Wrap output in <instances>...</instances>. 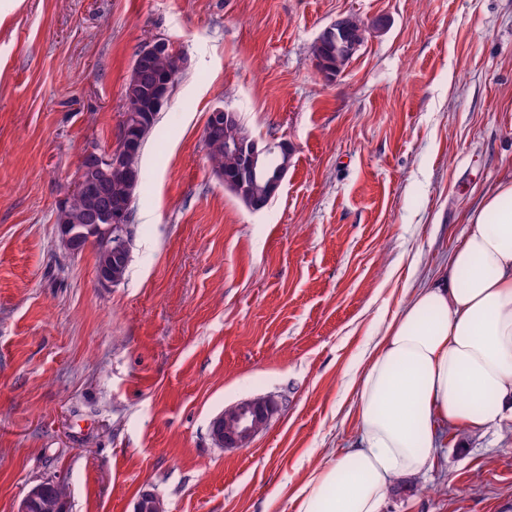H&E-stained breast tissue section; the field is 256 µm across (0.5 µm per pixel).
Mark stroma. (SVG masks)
Here are the masks:
<instances>
[{
    "mask_svg": "<svg viewBox=\"0 0 512 512\" xmlns=\"http://www.w3.org/2000/svg\"><path fill=\"white\" fill-rule=\"evenodd\" d=\"M387 18L336 78L312 46ZM185 56L149 136L125 282L64 249L85 150L117 147L137 50ZM294 151L262 210L213 174L211 110ZM512 172V0H0V512L48 479L67 512H291L283 485L356 434L336 403L409 274L435 276ZM281 407L247 448L225 407ZM383 512H512V424L449 429ZM278 409L279 400L274 394L253 397L225 408L210 424L214 445L229 453L246 448L267 428Z\"/></svg>",
    "mask_w": 512,
    "mask_h": 512,
    "instance_id": "stroma-1",
    "label": "stroma"
}]
</instances>
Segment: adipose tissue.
<instances>
[{
	"label": "adipose tissue",
	"instance_id": "ef3b65f1",
	"mask_svg": "<svg viewBox=\"0 0 512 512\" xmlns=\"http://www.w3.org/2000/svg\"><path fill=\"white\" fill-rule=\"evenodd\" d=\"M346 391L358 437L291 488L292 512H382L433 470L439 427L512 422V179L484 191L438 277L404 290Z\"/></svg>",
	"mask_w": 512,
	"mask_h": 512
}]
</instances>
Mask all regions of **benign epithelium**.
Listing matches in <instances>:
<instances>
[{"mask_svg":"<svg viewBox=\"0 0 512 512\" xmlns=\"http://www.w3.org/2000/svg\"><path fill=\"white\" fill-rule=\"evenodd\" d=\"M170 52H172V46L167 40L153 38L142 46L136 64H143L156 54ZM227 148L240 156L241 167L235 179L231 180L223 175L220 179L237 193L246 185L258 182V169L263 157L274 148L278 150L281 164L274 174L263 179L264 195L255 194L246 200L248 209L260 210L264 206V196L276 195L282 185L293 154L291 145L284 140L273 145L255 139L237 138L227 143ZM105 168L118 175H131L126 156L121 152L88 150L81 158L73 191L64 197L61 203H66L76 195L92 191L96 186L97 171ZM95 224L107 242L106 259L98 270L97 278L100 283L111 286L115 284L112 278V266L130 256L132 226L125 220L119 209L109 205L99 210ZM59 235L64 248L77 254L85 242L87 226L62 224L59 226ZM278 409L279 400L274 394L253 397L225 408L210 424V436L214 445L229 453L247 447L259 433L267 428ZM44 487L43 482L31 486L19 503L16 512H34L43 507L41 498ZM133 512H164V505L154 493L145 490L134 503Z\"/></svg>","mask_w":512,"mask_h":512,"instance_id":"1","label":"benign epithelium"}]
</instances>
